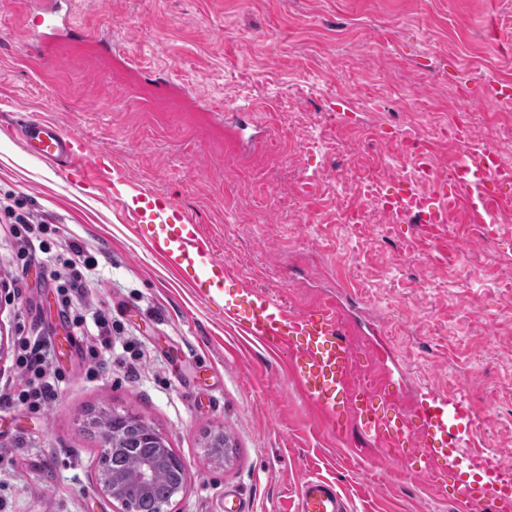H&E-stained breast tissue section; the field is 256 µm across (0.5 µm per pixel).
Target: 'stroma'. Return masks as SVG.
I'll use <instances>...</instances> for the list:
<instances>
[{
    "label": "stroma",
    "mask_w": 512,
    "mask_h": 512,
    "mask_svg": "<svg viewBox=\"0 0 512 512\" xmlns=\"http://www.w3.org/2000/svg\"><path fill=\"white\" fill-rule=\"evenodd\" d=\"M35 0H0V202L42 222V245L18 254L0 222V306L8 350L0 387L20 391V343L55 342L58 397L42 410L0 407V512H115L99 484L89 414L128 410L181 459L169 512H293L311 477L336 484L350 512H453L446 482L397 472L316 425L285 355L244 336L171 271L112 203L136 180L171 196L243 280L296 306L340 300L364 330L362 366L403 403L426 387L465 395L483 426L476 456L512 470V213L487 237L459 206L443 224H408L364 207L361 186L395 183L397 137L424 132L447 173L458 153L439 123L462 109L498 147L477 93L488 75L512 85V0H71V18L112 46V63L147 85L167 77L201 121L154 118L91 55L46 73L25 65L21 26ZM89 95H81V88ZM59 119L119 164L78 188L29 158L4 128L17 113ZM244 168L225 177L224 144ZM79 243L92 266L80 324L60 313L55 270ZM484 273L469 274L473 264ZM112 323L100 358L95 321ZM221 429L232 448L207 458Z\"/></svg>",
    "instance_id": "obj_1"
}]
</instances>
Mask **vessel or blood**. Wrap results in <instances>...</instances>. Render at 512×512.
I'll use <instances>...</instances> for the list:
<instances>
[{"instance_id": "obj_1", "label": "vessel or blood", "mask_w": 512, "mask_h": 512, "mask_svg": "<svg viewBox=\"0 0 512 512\" xmlns=\"http://www.w3.org/2000/svg\"><path fill=\"white\" fill-rule=\"evenodd\" d=\"M46 2L35 25L25 30V57L40 67L60 48L90 43L67 15L69 0ZM14 134L27 155L60 166L72 185L95 183L105 174L91 143L75 141L56 119L22 120ZM490 154L489 145L471 146L448 179L434 175L432 156L421 157L432 187L421 192L399 184L393 193L396 211L419 224H441L449 208L465 202L484 213L483 228L493 233L491 211L512 207V172L490 164ZM117 200L133 223L164 227V237L154 240L152 248L172 270L198 262L210 265V277L197 283L199 298L211 304L223 299L226 317L237 320L245 336L267 350L287 353L293 382L317 420L334 424L340 435L357 436L358 446L391 452L395 463H402L407 455L419 458L422 475L446 472L453 482L454 512H485L490 505L498 512H512L511 471L497 469L480 479L471 473L478 416L464 397L430 387L410 409H400L397 393L389 385L357 382L359 362L340 307L323 303L295 310L279 296L247 283L237 293L222 291L223 280L236 279V272L215 260L209 238L175 200L136 185ZM241 292L253 299L251 312L244 317L237 302ZM295 512H348V504L333 482L317 477L304 482Z\"/></svg>"}]
</instances>
